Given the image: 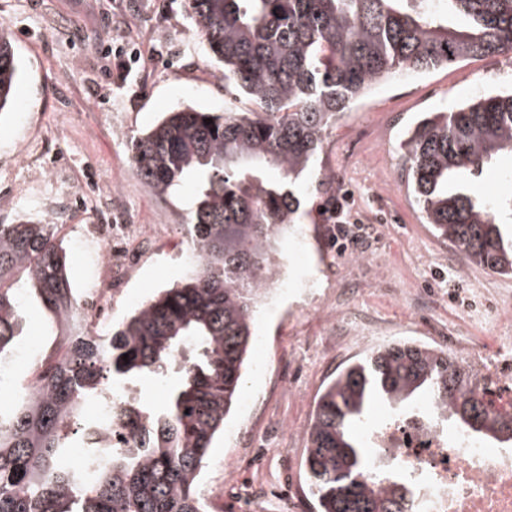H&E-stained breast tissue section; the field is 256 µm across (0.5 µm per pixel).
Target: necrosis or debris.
Segmentation results:
<instances>
[{
	"label": "necrosis or debris",
	"mask_w": 512,
	"mask_h": 512,
	"mask_svg": "<svg viewBox=\"0 0 512 512\" xmlns=\"http://www.w3.org/2000/svg\"><path fill=\"white\" fill-rule=\"evenodd\" d=\"M165 230L161 223L92 225L101 249L97 284L82 291L84 329L95 332L110 324L122 275ZM128 396V389L115 388L96 401L85 425L90 441L133 446V435L115 418ZM435 415L426 405L369 430L367 439L378 451L376 466L404 469L417 512H512V449L479 444L436 424Z\"/></svg>",
	"instance_id": "4bbe7bcc"
}]
</instances>
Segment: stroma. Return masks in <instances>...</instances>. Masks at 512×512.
Segmentation results:
<instances>
[{"label":"stroma","instance_id":"stroma-1","mask_svg":"<svg viewBox=\"0 0 512 512\" xmlns=\"http://www.w3.org/2000/svg\"><path fill=\"white\" fill-rule=\"evenodd\" d=\"M0 27L19 60L15 102L0 114V224L51 215L53 194H12L10 177L25 171L34 154L40 172L71 183L94 181L89 198L69 207L60 228L74 290L88 287L92 277L89 253L97 244L86 233L89 224H110L120 215L128 224L168 226L170 239L142 256L125 280V297L114 300L112 317L120 319L180 281L191 260L181 237L195 187L188 181L172 195L153 193L132 171V137L162 113L186 106L221 113L245 111L249 104L225 88L202 51L188 0H0ZM107 30L113 45L140 49L131 70L103 54L100 39ZM510 89L512 60L504 54L478 57L391 78L351 105L331 129L305 180L343 171L346 211L364 233L345 247L331 244L319 194H301L306 218L297 231L307 258L295 274L335 267L337 281L355 284L357 311L392 331L355 338L347 327H330L296 304L261 303L258 340L240 393L255 408H235L210 451L200 479L210 512H282L270 490L288 476L299 512H311L303 460L316 399L350 360L380 345L408 340L445 350L447 334L469 327L468 360L480 366L496 405L512 399V277L472 264L461 270L441 259V241L406 190L409 164L400 147L421 113ZM467 188L477 197L512 194V156L484 167ZM53 340L47 311L29 299L17 347L38 360ZM268 373L284 378L289 393L273 390L264 379ZM229 461L236 465L230 480L224 470Z\"/></svg>","mask_w":512,"mask_h":512}]
</instances>
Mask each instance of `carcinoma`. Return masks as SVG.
I'll list each match as a JSON object with an SVG mask.
<instances>
[{
    "label": "carcinoma",
    "mask_w": 512,
    "mask_h": 512,
    "mask_svg": "<svg viewBox=\"0 0 512 512\" xmlns=\"http://www.w3.org/2000/svg\"><path fill=\"white\" fill-rule=\"evenodd\" d=\"M220 76L255 112L167 113L132 142L135 175L159 195L185 180L197 194L183 225L201 254L185 278L112 324L73 333L76 305L58 225L0 224V363L19 336L26 299L49 312L55 347L39 386L0 408V512H207L198 486L238 401L256 339V304L278 275L273 229L299 223L295 180L313 165L337 116L404 71L426 73L512 53V0H190ZM462 17L464 27L448 21ZM18 81L0 35V112ZM210 118L212 123L205 124ZM407 190L436 237L472 264L512 277V198L481 200L466 177L512 156V92L427 112L404 134ZM128 360H123V355ZM176 385L160 408L135 397L134 448L85 441L78 425L104 389L142 376ZM463 359L399 341L350 361L319 393L304 470L315 512H416L407 486L374 469L353 430L375 400L402 411L427 396L467 435L512 446V405L497 407ZM72 448L107 456L92 479Z\"/></svg>",
    "instance_id": "1"
}]
</instances>
